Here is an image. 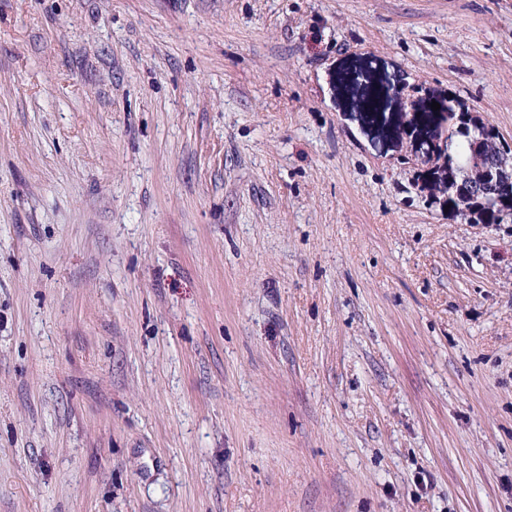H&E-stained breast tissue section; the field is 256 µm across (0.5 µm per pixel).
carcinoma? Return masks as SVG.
I'll return each instance as SVG.
<instances>
[{"label":"carcinoma","instance_id":"1","mask_svg":"<svg viewBox=\"0 0 512 512\" xmlns=\"http://www.w3.org/2000/svg\"><path fill=\"white\" fill-rule=\"evenodd\" d=\"M360 98L372 105L369 120L380 115L379 96L375 89L363 87ZM434 97H421L413 102V112L406 122H397L391 136L408 140L414 156L426 169L432 188L448 193L450 209L475 224H499L512 216V182L498 186L489 195L463 196L455 192L458 183L477 182L472 164L471 147L475 140L485 138V151L492 162L507 155L498 145L499 135L490 123L476 125L456 98L439 101L440 109H431Z\"/></svg>","mask_w":512,"mask_h":512}]
</instances>
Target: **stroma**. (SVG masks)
Instances as JSON below:
<instances>
[{"label": "stroma", "mask_w": 512, "mask_h": 512, "mask_svg": "<svg viewBox=\"0 0 512 512\" xmlns=\"http://www.w3.org/2000/svg\"><path fill=\"white\" fill-rule=\"evenodd\" d=\"M365 70L512 146V0H0V512H512V217ZM432 100L440 104L439 110L431 109ZM412 109L408 121L393 126L391 136L399 141L408 140L414 156L426 169L432 188L448 193L449 209L475 224H499L505 216H512V182L497 186L500 180L511 179V170L493 165L482 169L480 181L496 186L493 194L463 196L454 190L458 183L477 182L471 147L482 135L491 162H498L512 152L500 148L495 127L485 122L472 123L474 117L450 95L446 102L434 96L421 97L413 102Z\"/></svg>", "instance_id": "stroma-1"}]
</instances>
